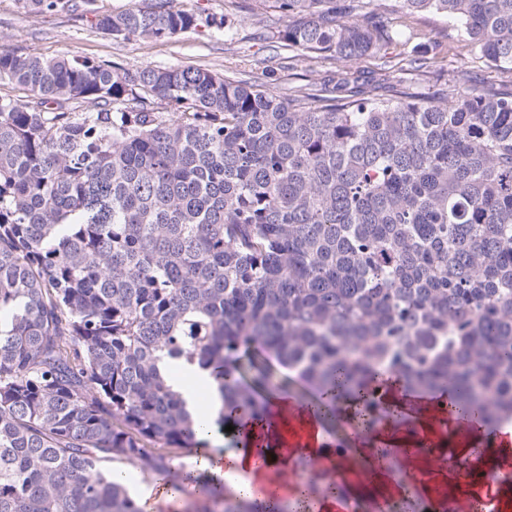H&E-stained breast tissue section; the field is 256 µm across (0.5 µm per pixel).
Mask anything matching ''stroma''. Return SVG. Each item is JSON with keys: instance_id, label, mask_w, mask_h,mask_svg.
<instances>
[{"instance_id": "obj_1", "label": "stroma", "mask_w": 512, "mask_h": 512, "mask_svg": "<svg viewBox=\"0 0 512 512\" xmlns=\"http://www.w3.org/2000/svg\"><path fill=\"white\" fill-rule=\"evenodd\" d=\"M175 8L200 17L231 20L229 31L202 25L169 41H116L97 30L78 11L40 15L19 9L16 0H0V45L37 56L81 57L114 61L135 70L147 66L194 64L230 77H249L268 84L279 95L289 88L343 69L370 80L378 75V58L364 56L343 63L313 53L295 55L276 49L267 37L266 22L283 24V17L266 0H173ZM422 47L435 62L426 72L395 68L389 83L395 89L430 100L470 86L512 92V81L480 58L458 37L452 22L427 14L416 23Z\"/></svg>"}]
</instances>
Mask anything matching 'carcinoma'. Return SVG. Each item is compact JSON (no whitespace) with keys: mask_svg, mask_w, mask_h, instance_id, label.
<instances>
[{"mask_svg":"<svg viewBox=\"0 0 512 512\" xmlns=\"http://www.w3.org/2000/svg\"><path fill=\"white\" fill-rule=\"evenodd\" d=\"M96 2L18 0L80 8L115 40L200 26L170 0ZM368 2L360 20L347 0H273L288 24L272 42L375 56L386 81L433 12L512 79V0H397L394 21ZM2 82L30 96L0 95V512H142L113 464L178 492L198 433L262 420L271 398L330 430L336 399L358 398L367 435L411 421L399 380L450 403L478 447L512 425V94L386 98L338 70L285 98L197 65L1 45ZM165 358L208 368L220 407L191 414Z\"/></svg>","mask_w":512,"mask_h":512,"instance_id":"carcinoma-1","label":"carcinoma"}]
</instances>
